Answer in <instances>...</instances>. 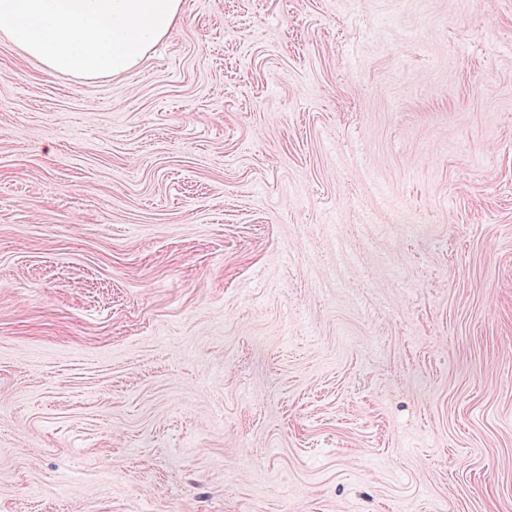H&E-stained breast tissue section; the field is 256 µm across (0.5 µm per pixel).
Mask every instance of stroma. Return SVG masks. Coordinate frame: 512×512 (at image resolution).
<instances>
[{
	"instance_id": "stroma-1",
	"label": "stroma",
	"mask_w": 512,
	"mask_h": 512,
	"mask_svg": "<svg viewBox=\"0 0 512 512\" xmlns=\"http://www.w3.org/2000/svg\"><path fill=\"white\" fill-rule=\"evenodd\" d=\"M0 512H512V0L0 34Z\"/></svg>"
}]
</instances>
